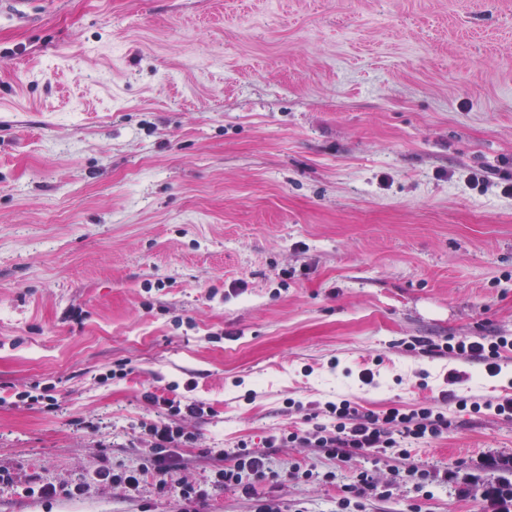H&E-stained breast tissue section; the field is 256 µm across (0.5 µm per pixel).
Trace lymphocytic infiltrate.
I'll return each instance as SVG.
<instances>
[{
	"instance_id": "obj_1",
	"label": "lymphocytic infiltrate",
	"mask_w": 512,
	"mask_h": 512,
	"mask_svg": "<svg viewBox=\"0 0 512 512\" xmlns=\"http://www.w3.org/2000/svg\"><path fill=\"white\" fill-rule=\"evenodd\" d=\"M512 347V338H462L446 343L447 352L458 357L479 358L485 361L490 372L500 370L499 359L503 350ZM146 401L160 410L158 418L148 427L151 449L143 462L133 466L100 465L90 480L75 484L45 482L32 484L15 476L7 467H0V484L20 490L24 495L49 501L57 495L79 498L91 490L120 488L130 494L141 492L147 482H154L158 493H174L182 503V512H198V507L209 496L208 489L195 486L173 475L174 451L178 445L193 442L195 436L179 425L182 417L204 414L203 403H184L153 392L145 393ZM323 422L312 427L299 428L292 432L270 436L268 445L276 443H298L316 449L318 453L337 466H345L353 458L375 456L388 460H403L407 466L405 477L416 489L429 485L433 474L428 469L412 462L410 449L405 440H436L448 432L450 422L447 415L435 404H419L411 408L391 407L382 413H363L349 400L325 402L320 409ZM232 464L214 475V487H235L254 501L253 512H282L278 500L259 491L260 483L277 481L278 475L269 465L266 455L250 448L246 443L227 453ZM343 495L337 501V512H361L367 497H388V490L379 488L372 472L366 468L356 469L349 483L342 486Z\"/></svg>"
}]
</instances>
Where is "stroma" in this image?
I'll list each match as a JSON object with an SVG mask.
<instances>
[{
  "instance_id": "stroma-1",
  "label": "stroma",
  "mask_w": 512,
  "mask_h": 512,
  "mask_svg": "<svg viewBox=\"0 0 512 512\" xmlns=\"http://www.w3.org/2000/svg\"><path fill=\"white\" fill-rule=\"evenodd\" d=\"M487 189L471 187L469 173ZM512 0H32L0 7V465L75 482L149 453L143 394L205 403L179 478L265 451L283 512H334L333 465L268 447L328 400L442 401L429 512L512 481ZM417 350H409L412 342ZM124 369V377L107 378ZM372 370L364 383L363 370ZM51 388L55 407L17 396ZM317 475L292 476L295 464ZM419 495L394 462L356 458ZM180 512L146 485L0 512ZM511 336H494L493 339L487 337L462 338L453 343H446L445 350L455 354L457 357L469 359L480 358L486 362L487 368L491 373H498L500 365L498 360L501 358V351L511 350Z\"/></svg>"
}]
</instances>
